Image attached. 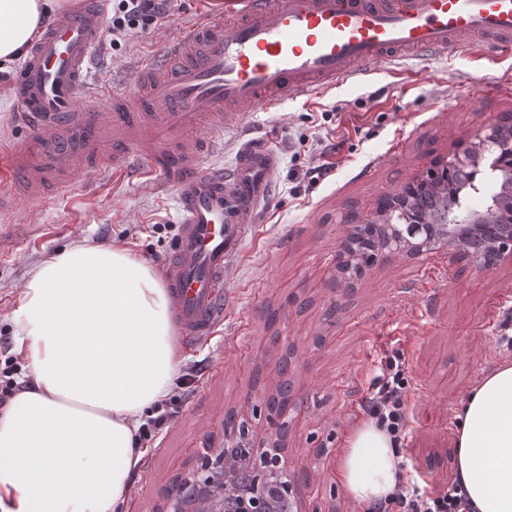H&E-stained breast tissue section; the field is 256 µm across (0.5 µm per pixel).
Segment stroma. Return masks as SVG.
<instances>
[{
    "mask_svg": "<svg viewBox=\"0 0 512 512\" xmlns=\"http://www.w3.org/2000/svg\"><path fill=\"white\" fill-rule=\"evenodd\" d=\"M207 9L204 0H174L173 16L106 51L93 78L126 80L129 63L157 53L163 36ZM485 78L498 86L483 92ZM505 112L512 57L465 43L445 57H399L332 89L290 96L280 111L253 112L246 127L225 133L223 151L203 166H228L244 140L267 136L280 156L277 199L227 264L223 322L207 340H178L196 380L139 465L122 512H162L202 442L222 445L225 413L264 407L285 355L297 405L286 444L304 498L323 512H365L338 480L340 455L366 418L363 398L396 356L411 378L406 471L430 493L455 482L457 409L508 355L498 338L512 318V265L479 273L445 253L393 254L351 287L336 252L348 213L366 223L380 197L426 177L433 159L462 151ZM329 136L339 144L334 167L310 182V154ZM179 227L173 190L144 163L125 176L78 172L68 192L36 210L18 200L0 216V232L12 238L0 248V333L13 335L17 298L55 251L82 240L120 246L157 269Z\"/></svg>",
    "mask_w": 512,
    "mask_h": 512,
    "instance_id": "35a3bbf8",
    "label": "stroma"
}]
</instances>
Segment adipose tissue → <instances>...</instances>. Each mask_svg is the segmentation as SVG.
Here are the masks:
<instances>
[{
    "label": "adipose tissue",
    "mask_w": 512,
    "mask_h": 512,
    "mask_svg": "<svg viewBox=\"0 0 512 512\" xmlns=\"http://www.w3.org/2000/svg\"><path fill=\"white\" fill-rule=\"evenodd\" d=\"M64 0H0V74L25 59ZM32 383L0 412V512H120L147 408L180 373L171 300L117 246L76 243L31 272L12 313ZM457 478L470 512H512V361L483 374L456 415ZM372 419L345 440L339 478L370 508L406 476Z\"/></svg>",
    "instance_id": "ef3b65f1"
}]
</instances>
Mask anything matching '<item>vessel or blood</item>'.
Instances as JSON below:
<instances>
[{"mask_svg":"<svg viewBox=\"0 0 512 512\" xmlns=\"http://www.w3.org/2000/svg\"><path fill=\"white\" fill-rule=\"evenodd\" d=\"M203 13L135 79L101 85L84 103L90 63L105 39L107 0H74L33 46L15 85L23 140L0 144V214L16 198L42 203L75 172H131L145 154L178 203L180 230L162 263L172 314L201 340L224 315V265L273 201L278 157L268 140L245 143L232 168H205L224 145L226 119L278 111L367 75L398 53L445 55L465 39L512 55V0H230Z\"/></svg>","mask_w":512,"mask_h":512,"instance_id":"b4317fda","label":"vessel or blood"}]
</instances>
